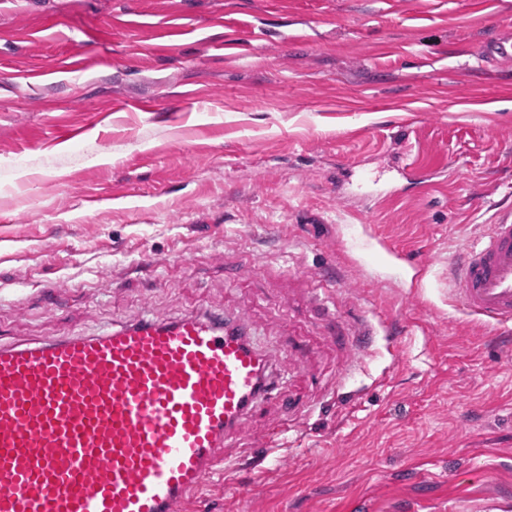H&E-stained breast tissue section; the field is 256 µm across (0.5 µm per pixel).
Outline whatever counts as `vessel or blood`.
Returning <instances> with one entry per match:
<instances>
[{"mask_svg":"<svg viewBox=\"0 0 512 512\" xmlns=\"http://www.w3.org/2000/svg\"><path fill=\"white\" fill-rule=\"evenodd\" d=\"M481 54L511 60L512 33ZM449 295L512 329L511 208L453 263ZM275 389L240 318L145 317L0 346V512H184Z\"/></svg>","mask_w":512,"mask_h":512,"instance_id":"1","label":"vessel or blood"}]
</instances>
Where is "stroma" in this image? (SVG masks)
Masks as SVG:
<instances>
[{
    "label": "stroma",
    "instance_id": "1",
    "mask_svg": "<svg viewBox=\"0 0 512 512\" xmlns=\"http://www.w3.org/2000/svg\"><path fill=\"white\" fill-rule=\"evenodd\" d=\"M509 26L512 0H0V344L250 323L313 412L275 443L266 400L190 512L512 503V333L448 295L512 205V65L480 57Z\"/></svg>",
    "mask_w": 512,
    "mask_h": 512
}]
</instances>
